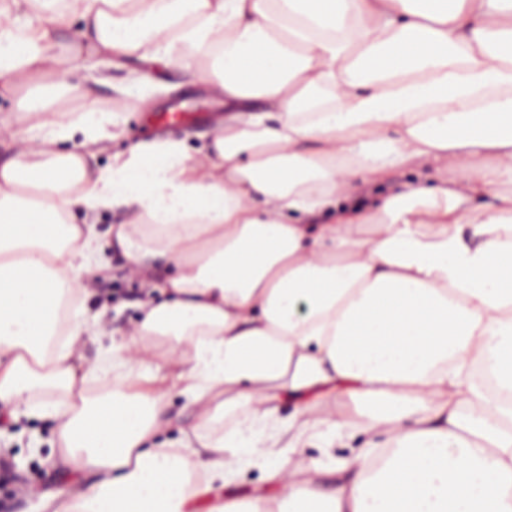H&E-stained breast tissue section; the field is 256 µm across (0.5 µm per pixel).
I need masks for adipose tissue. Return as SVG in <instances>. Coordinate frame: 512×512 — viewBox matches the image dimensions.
I'll return each mask as SVG.
<instances>
[{
  "instance_id": "ef3b65f1",
  "label": "adipose tissue",
  "mask_w": 512,
  "mask_h": 512,
  "mask_svg": "<svg viewBox=\"0 0 512 512\" xmlns=\"http://www.w3.org/2000/svg\"><path fill=\"white\" fill-rule=\"evenodd\" d=\"M98 60L115 111H67ZM167 61L223 121L112 150ZM0 89L29 134L0 159V411L53 420L54 512H512V0H0ZM114 210L162 298L88 368ZM170 378L194 442L161 439Z\"/></svg>"
}]
</instances>
